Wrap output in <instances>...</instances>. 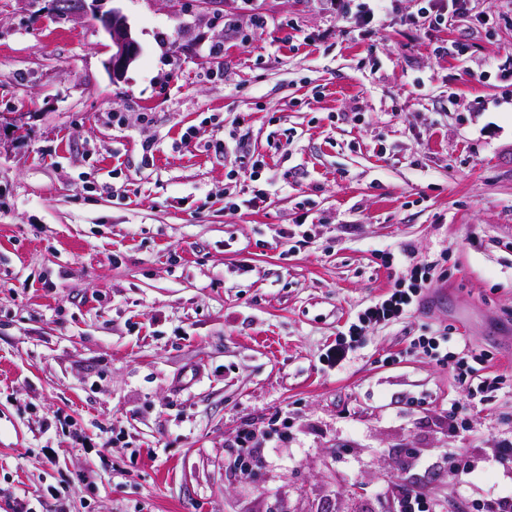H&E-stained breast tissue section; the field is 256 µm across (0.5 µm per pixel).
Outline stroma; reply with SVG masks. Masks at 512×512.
I'll use <instances>...</instances> for the list:
<instances>
[{"instance_id": "obj_1", "label": "stroma", "mask_w": 512, "mask_h": 512, "mask_svg": "<svg viewBox=\"0 0 512 512\" xmlns=\"http://www.w3.org/2000/svg\"><path fill=\"white\" fill-rule=\"evenodd\" d=\"M414 6L365 36L327 0H104L140 46L114 81L91 15L0 0V512H395L398 476L484 512L512 488V0H478L489 34ZM417 263L420 306L327 367ZM450 328L503 378L484 403L416 346Z\"/></svg>"}]
</instances>
